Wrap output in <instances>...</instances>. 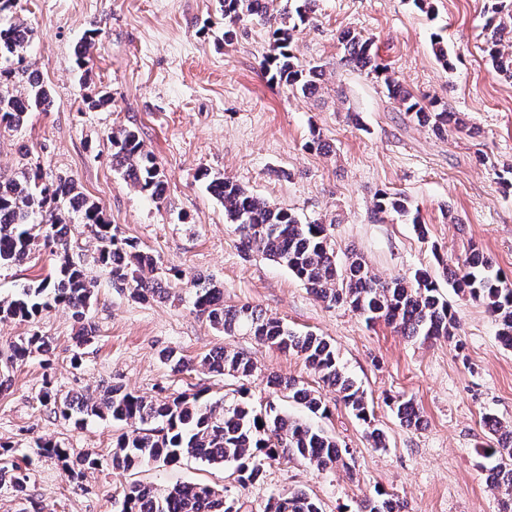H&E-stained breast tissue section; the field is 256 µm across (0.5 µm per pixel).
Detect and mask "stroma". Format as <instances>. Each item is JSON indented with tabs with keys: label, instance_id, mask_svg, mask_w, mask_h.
I'll return each mask as SVG.
<instances>
[{
	"label": "stroma",
	"instance_id": "obj_1",
	"mask_svg": "<svg viewBox=\"0 0 512 512\" xmlns=\"http://www.w3.org/2000/svg\"><path fill=\"white\" fill-rule=\"evenodd\" d=\"M493 3L429 0L421 8L414 0H318L292 44L303 65L323 70L319 89L302 95L271 81L262 66L273 44L269 28L244 24L225 43L220 0H17L13 16L35 29L26 58L53 106L29 113L21 130H0V176L37 164L46 179H74L111 224L179 272L164 283L167 298L136 300L96 265L97 241L75 223L69 252L97 282L88 314L92 343L76 348L78 328L60 308L43 312L35 325L0 321V351L35 328L53 341L51 366L33 356L11 371L12 385L0 395V441L26 454L29 489L42 512H113L115 498L135 480L159 489L210 484L253 512L294 490L317 499L323 512H355L379 489L404 501L405 512H498L500 494L485 481L491 435L484 419L490 414L512 426V349L499 342L484 306L441 285L460 323L451 341L408 339L381 321L366 325L347 306L317 300L285 266L245 257L207 181L223 173L301 221L327 223L338 264L355 252L386 280L422 269L441 277L442 262L463 259L474 243L512 281V189L500 181L512 169V82L493 74L482 51ZM97 20L102 32L83 83L74 51ZM348 29L372 40L393 78L459 113L464 130L436 137L399 112L382 79L340 64L338 37ZM437 35L452 67L434 54ZM101 89L111 92V108L86 109L82 96ZM129 126L167 176L163 199L138 191L112 165L108 136ZM316 137L324 150L310 148ZM382 190L402 193L425 232L375 214ZM57 262L53 246L36 237L30 259L0 269V299L53 274ZM197 281L223 288L225 304L257 306L332 342L346 374L373 403L387 450L371 447L363 424L302 358L245 331L224 335L199 317L190 303ZM218 346L256 361L248 382L255 400L304 415L287 393L267 387L271 375L321 391L331 411L322 425L346 447L343 464L319 470L273 461L260 482L243 488L230 470L193 461L150 465L133 476L104 467L75 483L57 460L37 455L39 437L75 453L105 454L119 432L108 420L77 426L50 414L37 400L44 376L65 393L121 384L148 396L207 389L231 402L238 379L200 369L174 375L158 358L172 347L197 360ZM399 394L419 408L420 428L402 427L386 406V397Z\"/></svg>",
	"mask_w": 512,
	"mask_h": 512
}]
</instances>
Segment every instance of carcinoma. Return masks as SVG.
Wrapping results in <instances>:
<instances>
[{
  "instance_id": "obj_1",
  "label": "carcinoma",
  "mask_w": 512,
  "mask_h": 512,
  "mask_svg": "<svg viewBox=\"0 0 512 512\" xmlns=\"http://www.w3.org/2000/svg\"><path fill=\"white\" fill-rule=\"evenodd\" d=\"M293 2L294 9L283 11L276 21L268 15V0H222L224 36L232 37L244 22L271 24L274 47L265 58L266 71L271 80L307 94L316 90L322 69L302 65L292 51V40L294 32L312 19L317 0ZM485 30L489 35L484 53L495 75L512 81V40L506 38L512 34V0H497L486 19ZM100 32L101 23L90 24L75 51L78 70H87L90 50ZM33 39L34 28L20 19L0 24V61L6 62L0 67V129L17 131L28 113L45 112L52 105L39 72L26 59ZM339 43L343 48V65L376 74L382 71L370 39L347 30L340 34ZM386 87L389 98L418 125L437 135L463 129L458 113L435 102L424 103L389 78ZM110 142L112 165L123 171L133 187L155 200L162 199L167 188L166 175L145 149L137 128L112 132ZM208 188L235 225L243 254L260 253L286 266L317 299L347 305L368 323L383 320L411 339H448L456 335L455 312L428 272L419 271L411 279L383 281L358 256L340 267L325 224L317 220L303 223L290 210L221 175L212 176ZM374 212L406 217L409 208L401 195L381 191L376 195ZM73 213L91 228L98 242V262L112 283L133 286V294L140 299L166 294L159 261L152 253L123 236L105 218L100 206L77 190L74 180L59 177L45 182L38 167H24L7 179L0 178V268L21 264L29 258L35 237L28 225L34 216H41V223L47 226L45 242L57 244L64 241ZM442 267L448 285L480 301L497 323L500 343L512 348V285L495 270L492 260L472 247L463 263H444ZM95 300V282L81 263L65 253L55 277L24 285L14 297L0 300V321L33 322L43 311L61 307L79 324L76 343L84 345L92 337L85 320ZM192 306L226 336L245 329L260 343L301 357L324 385L336 389L345 406L365 425L372 447H388L385 432L373 425V409L366 393L345 375L336 349L328 340L313 333L291 331L282 321L255 306H226L224 292L214 286L197 284ZM51 348V338L38 332L13 342L5 368L0 369V393L11 386L7 368L23 364L35 353L46 354ZM160 360L173 374L195 370L196 364L173 348L161 350ZM198 365L217 376L229 375L243 381L257 370L251 357L223 346L205 354ZM270 384L288 390L310 414L328 417L329 407L314 391L291 379L275 378ZM38 401L54 415L78 426L90 417L131 425L113 444L109 463L114 470L176 465L194 459L211 467L231 466L237 482L245 488L260 480L265 460L298 459L324 470L343 461L346 453L333 436L305 420L291 417L274 402L253 403L245 387L240 390V399L227 404L224 397H207L202 391L159 398L129 391L121 385L109 386L95 396L63 394L46 380ZM388 406L401 425H420V411L412 400L395 397L389 399ZM486 423L492 441L485 456L495 459L489 472L494 476L493 487L501 493L499 512H512V430L491 416L486 417ZM36 448L40 455L61 461L72 480L102 466L101 458L90 454L73 456L70 449L52 439L37 441ZM12 453L13 446L0 443V486L9 485L30 504L31 512H40L29 493L27 475L12 459ZM245 505L246 502L228 497L207 484H176L161 491L152 485L132 483L124 489L117 512H246ZM264 512H322V508L315 498L297 490L266 504ZM357 512H404V505L397 497L378 490L374 497L359 503Z\"/></svg>"
}]
</instances>
